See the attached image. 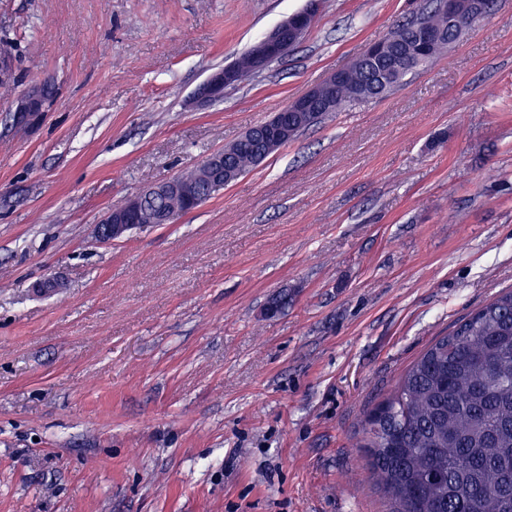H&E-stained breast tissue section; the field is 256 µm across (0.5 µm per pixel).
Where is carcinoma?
Segmentation results:
<instances>
[{
    "label": "carcinoma",
    "instance_id": "1",
    "mask_svg": "<svg viewBox=\"0 0 512 512\" xmlns=\"http://www.w3.org/2000/svg\"><path fill=\"white\" fill-rule=\"evenodd\" d=\"M420 24L441 32L419 65L433 64L461 29H448L440 0L384 39L379 57L350 69L336 86V111L390 88L375 75L410 73L404 54ZM262 145L246 136L227 159L243 176ZM149 210L175 217L200 207L179 197L142 198ZM364 428L371 477L393 512H512V289L455 323L405 371Z\"/></svg>",
    "mask_w": 512,
    "mask_h": 512
}]
</instances>
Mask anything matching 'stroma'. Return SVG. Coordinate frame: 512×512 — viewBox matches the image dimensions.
I'll list each match as a JSON object with an SVG mask.
<instances>
[{
	"label": "stroma",
	"instance_id": "stroma-1",
	"mask_svg": "<svg viewBox=\"0 0 512 512\" xmlns=\"http://www.w3.org/2000/svg\"><path fill=\"white\" fill-rule=\"evenodd\" d=\"M424 4L324 0L287 55L196 105L305 0H0V512H389L363 421L512 288V0L193 213L96 229ZM44 79L48 112L15 126ZM53 85L50 81L33 83L27 92L11 102V115L16 126L29 127L40 122L43 114L47 112L49 101L42 97L41 87Z\"/></svg>",
	"mask_w": 512,
	"mask_h": 512
}]
</instances>
